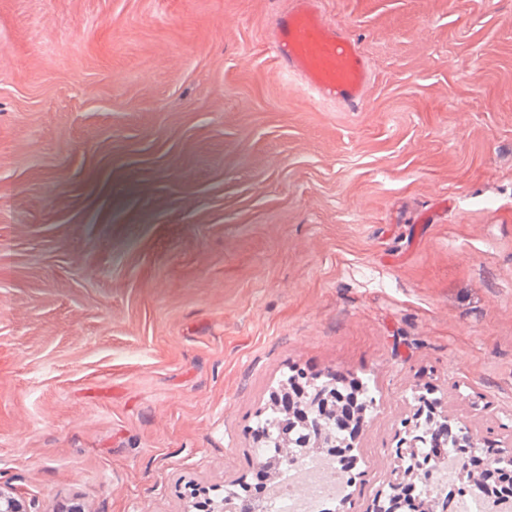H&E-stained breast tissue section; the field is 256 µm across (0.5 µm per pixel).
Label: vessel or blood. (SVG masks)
<instances>
[{
  "label": "vessel or blood",
  "mask_w": 512,
  "mask_h": 512,
  "mask_svg": "<svg viewBox=\"0 0 512 512\" xmlns=\"http://www.w3.org/2000/svg\"><path fill=\"white\" fill-rule=\"evenodd\" d=\"M274 58L315 99L361 111L371 71L358 41L331 22L322 0H288L272 19Z\"/></svg>",
  "instance_id": "vessel-or-blood-1"
}]
</instances>
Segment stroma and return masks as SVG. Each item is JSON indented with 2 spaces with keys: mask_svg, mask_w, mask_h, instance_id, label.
<instances>
[{
  "mask_svg": "<svg viewBox=\"0 0 512 512\" xmlns=\"http://www.w3.org/2000/svg\"><path fill=\"white\" fill-rule=\"evenodd\" d=\"M282 0H0V485L197 512L288 377L368 383L352 512L425 386L512 445V0H324L361 111L282 77Z\"/></svg>",
  "mask_w": 512,
  "mask_h": 512,
  "instance_id": "1",
  "label": "stroma"
}]
</instances>
